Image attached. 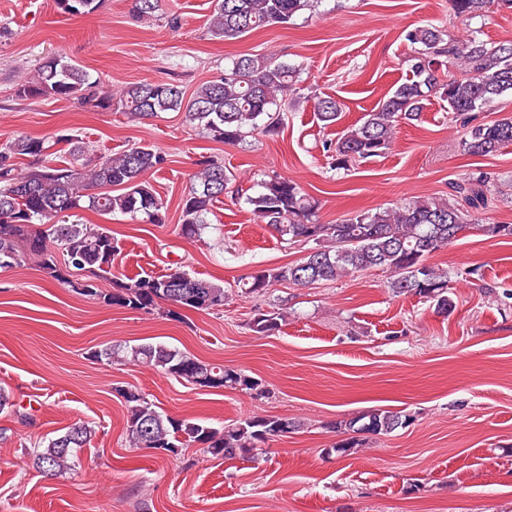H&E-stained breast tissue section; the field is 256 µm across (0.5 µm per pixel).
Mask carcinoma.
<instances>
[{
	"instance_id": "carcinoma-1",
	"label": "carcinoma",
	"mask_w": 512,
	"mask_h": 512,
	"mask_svg": "<svg viewBox=\"0 0 512 512\" xmlns=\"http://www.w3.org/2000/svg\"><path fill=\"white\" fill-rule=\"evenodd\" d=\"M309 0H217L209 20L210 33L225 40L238 39L254 30L284 25ZM460 17H476L493 6L512 9V0H450ZM99 0H58L63 13L90 14ZM405 40L420 45L409 59L412 76L400 83L382 102L365 113L360 124L336 139L332 164L347 169L360 160L385 155L397 134L399 123L416 121L431 94L447 102L450 120L467 128L463 150L472 156L493 155L512 143V116L491 122L476 121L475 113L496 99L512 94V43L493 44L477 36L462 43L450 42L445 31L426 24L410 29ZM455 60L460 76L438 74L444 60ZM296 69L271 58L241 55L224 69V75L197 88L191 97L171 82H136L119 93L121 109L137 120L161 112H182L220 142H237L246 133L274 136L282 115L273 110L295 92ZM26 98L55 97L76 100L102 110L112 109V94L100 90L99 82L81 65L61 57L47 59L36 74L18 85ZM343 104L319 97L314 114L322 128L336 124ZM73 160L63 166L39 165L25 172L13 159L33 157L43 161L51 148L44 138L19 136L0 148V269L32 257L49 277L80 295L92 296L108 306L151 310L164 301L172 306L210 311L224 304V288L207 280L175 271L162 276L137 275L117 283L113 290L96 284L112 275V261L119 253L118 241L102 225L68 222L69 212L91 210L101 215L121 213L141 216L148 224L165 223L163 202L143 181L165 158L149 146L131 147L115 156L94 157L77 135H68ZM194 185L182 202L178 235L194 240L207 228V215L224 195L230 175L224 164L205 158L198 162ZM120 188L114 193L113 188ZM452 197H423L394 207L358 211L334 224H322L316 202L293 180L272 176L260 190L246 198L252 213L268 224L287 243L309 244L300 261L250 276L247 290L263 293L276 282L307 285L333 282L371 268L390 274L389 287L436 303L446 312L448 272L427 264L430 255L448 246L467 226L469 211L486 208L489 181L484 175L452 184ZM52 239L55 249L48 248ZM64 256L59 265L55 251ZM284 314L259 313L251 330L268 334L278 329ZM133 360L150 365L167 376L200 388L245 390L265 394L261 380L241 369L212 364L163 344L146 343L131 349ZM127 407L130 446L167 450L195 445L215 457H247L254 450L295 427V422L276 416H253L237 425L215 427L204 421L176 419L160 413L139 392L119 389ZM413 421L410 414L375 409L339 423L349 437L332 446L348 456L364 435H387ZM92 430L81 422L49 439L34 452L33 465L54 476L75 465L77 449L90 443Z\"/></svg>"
}]
</instances>
